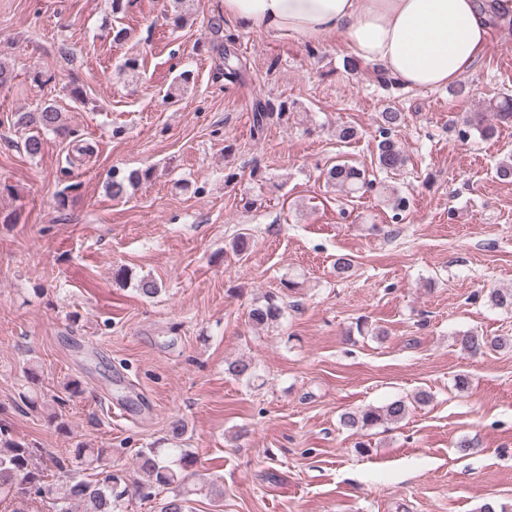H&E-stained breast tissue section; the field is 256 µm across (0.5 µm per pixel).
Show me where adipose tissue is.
<instances>
[{"instance_id": "ef3b65f1", "label": "adipose tissue", "mask_w": 512, "mask_h": 512, "mask_svg": "<svg viewBox=\"0 0 512 512\" xmlns=\"http://www.w3.org/2000/svg\"><path fill=\"white\" fill-rule=\"evenodd\" d=\"M240 27L316 43L342 32L358 59L380 64L404 88L436 89L467 73L512 0H224Z\"/></svg>"}]
</instances>
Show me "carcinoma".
Instances as JSON below:
<instances>
[{"label": "carcinoma", "mask_w": 512, "mask_h": 512, "mask_svg": "<svg viewBox=\"0 0 512 512\" xmlns=\"http://www.w3.org/2000/svg\"><path fill=\"white\" fill-rule=\"evenodd\" d=\"M374 82L386 89L398 87L397 82L380 65H368ZM402 114L392 108L379 113L378 130L380 141L377 145L375 168L384 173L395 174L407 164V158L394 139L396 128L400 127ZM17 124L34 126L39 130L58 136H68L70 129L64 122L62 112L52 104H44L33 112L20 113ZM503 124L512 125V94H503L489 101L482 112H469L458 129L461 138L476 133L483 139L495 137ZM152 176V169L132 170L126 174L112 173L108 183L114 199H122L128 188L135 187ZM326 183L346 194L366 192L374 187L366 169L348 163H337L325 173ZM284 315L282 297L266 294L264 303L254 305L248 312L249 322L254 329H263L277 323ZM460 348L469 356L485 353L489 348H501L508 344L506 337H488L475 331L457 336ZM228 372L238 378L249 380L253 377L251 361L237 359L228 364ZM410 405L403 399L393 400L382 406H367L341 416L344 427L356 433L367 431L384 423H399L406 418ZM36 449L15 442L0 432V495L23 496L30 501L47 499L52 512H123V506L131 497L150 499L154 490L163 488L168 495L158 503V512H192L191 496L207 489L204 478L196 486L187 484L189 476L195 474L196 457L187 448H158L154 445L138 451L137 469L147 480L131 483L126 476L112 471L107 462V449L89 448L83 443L72 450L70 460H58L55 467L58 475L48 480L46 469L36 461ZM86 470L100 471L101 478L87 480Z\"/></svg>", "instance_id": "obj_1"}]
</instances>
